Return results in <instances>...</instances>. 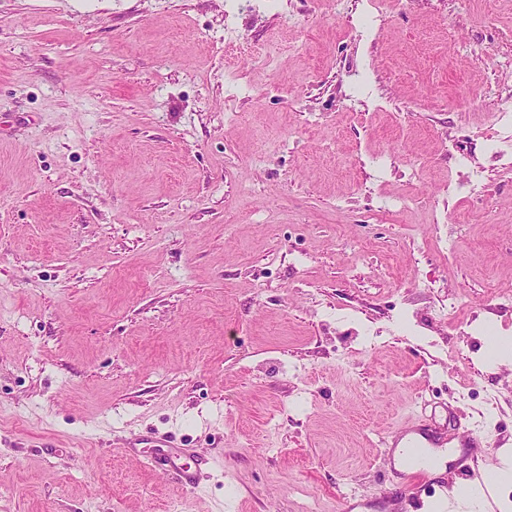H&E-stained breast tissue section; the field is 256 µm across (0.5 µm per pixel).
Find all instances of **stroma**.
Instances as JSON below:
<instances>
[{
    "label": "stroma",
    "mask_w": 512,
    "mask_h": 512,
    "mask_svg": "<svg viewBox=\"0 0 512 512\" xmlns=\"http://www.w3.org/2000/svg\"><path fill=\"white\" fill-rule=\"evenodd\" d=\"M502 109L512 0H0V512H436L483 478L395 507L381 440L512 448ZM404 441V447L415 452H420L421 448H447L448 455L461 456V459L469 456L474 450L480 448L488 455L494 454V448L491 444L483 441L478 435L472 434L456 443L454 439L434 440L429 434L422 429H410L394 436V443L390 448H399V444ZM173 447L174 445L168 446L171 449L164 458L165 465L181 484L193 486L196 483L198 468H200L202 461L197 460L194 467L187 463L179 464L177 461L181 458L180 452L178 448Z\"/></svg>",
    "instance_id": "stroma-1"
}]
</instances>
